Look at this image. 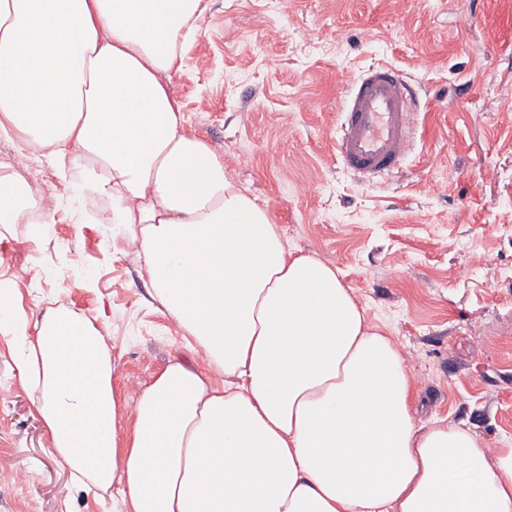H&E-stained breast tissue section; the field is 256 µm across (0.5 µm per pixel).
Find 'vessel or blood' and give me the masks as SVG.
<instances>
[{
    "label": "vessel or blood",
    "instance_id": "b4317fda",
    "mask_svg": "<svg viewBox=\"0 0 512 512\" xmlns=\"http://www.w3.org/2000/svg\"><path fill=\"white\" fill-rule=\"evenodd\" d=\"M418 114L410 85L395 67H368L344 98L337 162L365 182L399 170L412 150Z\"/></svg>",
    "mask_w": 512,
    "mask_h": 512
}]
</instances>
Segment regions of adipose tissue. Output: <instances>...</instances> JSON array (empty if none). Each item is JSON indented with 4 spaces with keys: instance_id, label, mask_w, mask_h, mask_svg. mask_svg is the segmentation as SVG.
<instances>
[{
    "instance_id": "1",
    "label": "adipose tissue",
    "mask_w": 512,
    "mask_h": 512,
    "mask_svg": "<svg viewBox=\"0 0 512 512\" xmlns=\"http://www.w3.org/2000/svg\"><path fill=\"white\" fill-rule=\"evenodd\" d=\"M204 9L0 0V138L43 149L68 203L100 202L207 366L169 363L127 405L101 333L67 309L29 326L0 270V336L58 458L124 512H512V444L419 425L391 338L188 129L163 77ZM40 203L0 163V225L31 219L35 248Z\"/></svg>"
}]
</instances>
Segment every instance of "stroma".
<instances>
[{
    "instance_id": "obj_1",
    "label": "stroma",
    "mask_w": 512,
    "mask_h": 512,
    "mask_svg": "<svg viewBox=\"0 0 512 512\" xmlns=\"http://www.w3.org/2000/svg\"><path fill=\"white\" fill-rule=\"evenodd\" d=\"M378 62L415 88L419 132L403 170L366 185L337 163L336 128L345 92ZM165 81L289 247L335 265L406 357L418 423L512 442V0H209ZM243 153L250 163H234ZM24 176L48 196L44 247L21 246L24 224L0 233L20 313L88 319L120 386L150 384L172 361L202 368L136 255L82 207L57 204L64 185L44 157ZM15 352L0 337V467L29 482L0 481V512H120L116 491L73 486Z\"/></svg>"
}]
</instances>
